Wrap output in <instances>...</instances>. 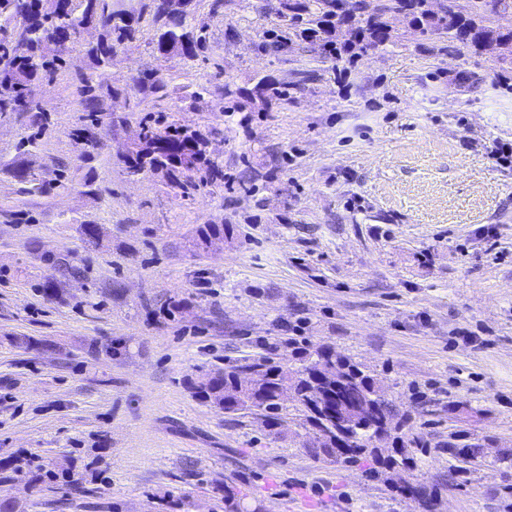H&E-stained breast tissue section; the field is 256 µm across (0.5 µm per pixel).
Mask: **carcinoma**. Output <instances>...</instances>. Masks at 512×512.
I'll use <instances>...</instances> for the list:
<instances>
[{"mask_svg":"<svg viewBox=\"0 0 512 512\" xmlns=\"http://www.w3.org/2000/svg\"><path fill=\"white\" fill-rule=\"evenodd\" d=\"M91 18L103 30L101 40L86 47V54L100 73L84 79L83 104L91 122L101 112L103 98L113 92L106 69L118 53L142 38L144 14L125 17L114 0H87ZM340 0H284L280 23L265 30L257 49L286 54L301 42L319 47L325 59L351 63L368 50L383 47L390 39V17L403 14L420 34L455 43L468 53L488 55L512 64V30L493 25L486 0H467L463 8L448 13V0H356L349 13L362 12L348 36L337 39ZM190 9L172 12L168 0H150L149 16L155 29L152 54L158 59L179 56L193 60L206 49L204 26L189 20ZM76 23L71 0H0V112H26L34 133L25 141L31 146L49 125V118L31 104V84L48 83L66 64L64 53L75 44ZM126 88L158 98L166 89L145 76L126 83ZM224 96L258 101L265 108L288 97V84L265 75L249 88L224 84ZM143 141L136 158H123L127 173L161 172L181 187L184 179L204 171L207 181L224 178L206 158L205 140L188 125L170 123L142 127ZM202 401L226 413L258 411L273 418L285 401L292 399L305 413L313 434L311 447L331 461L354 464L376 435L388 433L397 406L374 377L350 359L324 347L315 355L303 354L297 365L284 369L263 357L236 362L221 371L190 382Z\"/></svg>","mask_w":512,"mask_h":512,"instance_id":"cac0c4a2","label":"carcinoma"}]
</instances>
